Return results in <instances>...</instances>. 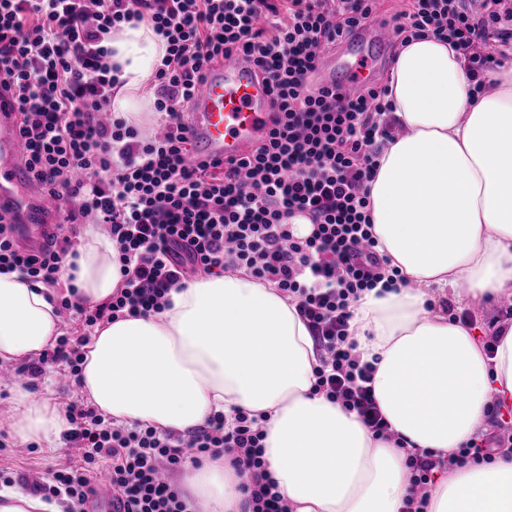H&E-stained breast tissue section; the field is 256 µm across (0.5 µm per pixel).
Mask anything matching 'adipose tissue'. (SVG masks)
Here are the masks:
<instances>
[{"label": "adipose tissue", "mask_w": 512, "mask_h": 512, "mask_svg": "<svg viewBox=\"0 0 512 512\" xmlns=\"http://www.w3.org/2000/svg\"><path fill=\"white\" fill-rule=\"evenodd\" d=\"M108 46L122 83L113 115L137 120L165 43L141 23ZM471 84L464 60L433 36L403 46L390 76L400 133L369 184L370 208L404 281L354 302L349 334L375 363L393 439L373 438L356 413L313 391L318 356L294 302L242 270L185 282L163 312L96 330L83 348L87 400L117 422L179 432L248 411L263 421L268 472L291 512H402L406 450L451 457L494 405L512 402V320L496 323L489 356L470 324L438 309L448 297L461 309L512 298V64L488 72L481 95ZM61 278L86 304L107 301L120 284L111 239L85 227ZM61 325L52 289L0 273V362L53 346ZM12 394L15 437L59 441L64 411L22 385ZM244 481L225 457L184 475L210 512H240ZM424 512H512V457L440 472Z\"/></svg>", "instance_id": "1"}]
</instances>
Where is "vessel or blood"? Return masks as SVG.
<instances>
[{
    "instance_id": "1",
    "label": "vessel or blood",
    "mask_w": 512,
    "mask_h": 512,
    "mask_svg": "<svg viewBox=\"0 0 512 512\" xmlns=\"http://www.w3.org/2000/svg\"><path fill=\"white\" fill-rule=\"evenodd\" d=\"M394 37L392 26L375 23L358 29L338 49L326 52L315 74L317 82L347 97L374 79L382 52ZM273 95L254 64L229 58L207 70L193 98V159L230 164L250 155L273 126ZM52 203L29 181L15 108L0 96V219L14 224L20 248H44L58 231L47 221Z\"/></svg>"
}]
</instances>
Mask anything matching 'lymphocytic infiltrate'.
<instances>
[{"mask_svg": "<svg viewBox=\"0 0 512 512\" xmlns=\"http://www.w3.org/2000/svg\"><path fill=\"white\" fill-rule=\"evenodd\" d=\"M382 0H0V91L22 119L29 178L57 203L67 232L44 251L17 245L0 222V268L52 287L78 225L104 226L118 247L121 284L106 302L61 305L91 328L160 312L173 288L198 273L243 270L295 301L319 355L316 392L390 438L374 398L375 368L348 335L351 306L401 276L377 248L368 184L397 125L389 86L371 83L342 98L315 85L321 52L373 21ZM397 41L451 39L481 94L484 73L512 45V0H404ZM150 25L166 44L152 76L155 132L112 115L121 82L106 42L114 30ZM240 55L271 87L268 138L230 167L187 164L188 107L207 68ZM311 223L295 236L291 218ZM66 441L79 463L29 484L33 495L85 512L100 469L127 512H192L167 474L185 462L227 456L246 474L241 512H289L263 458L265 430L246 411L217 413L181 434L132 427L70 403ZM448 461L410 449L411 498L422 512L435 470Z\"/></svg>", "mask_w": 512, "mask_h": 512, "instance_id": "lymphocytic-infiltrate-1", "label": "lymphocytic infiltrate"}]
</instances>
